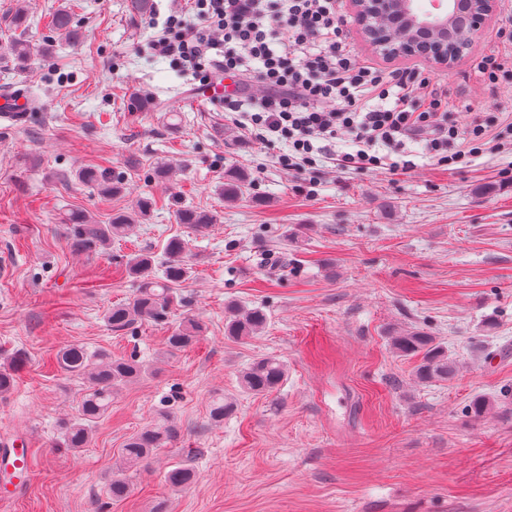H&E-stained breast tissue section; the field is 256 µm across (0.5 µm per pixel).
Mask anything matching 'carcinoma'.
<instances>
[{
  "label": "carcinoma",
  "instance_id": "cac0c4a2",
  "mask_svg": "<svg viewBox=\"0 0 512 512\" xmlns=\"http://www.w3.org/2000/svg\"><path fill=\"white\" fill-rule=\"evenodd\" d=\"M51 26L67 43L75 45L80 41L81 31L74 25L69 8L59 7L52 16ZM4 55L19 67L27 66L32 57L29 44L23 36L12 37L6 45ZM79 177L89 183H96L102 193L111 196L121 189L120 182L111 183L106 176L94 168L84 169ZM248 180L245 175L230 172L224 178V201H237L246 192ZM152 202L142 199L137 209L117 212L107 224L96 223L91 216L80 210L69 215V230L72 246L81 250L89 244H106L114 238H121L133 230L135 224L146 219L151 212ZM180 224L199 231L217 223L219 215L212 211L179 206L174 212ZM167 260L160 263L149 252L136 253L127 262L128 273L139 283L138 294L133 301L112 306L107 322L114 329H124L137 320H161L177 300L173 285L189 276L190 267L184 261L186 243L181 238L170 239L164 248ZM268 316L259 307L246 308L228 306L224 324V335L244 339L262 332ZM201 332L200 323L190 320L176 328L166 338L167 351H182L196 343ZM396 352L403 356L420 357L416 366V377L423 382L445 380L453 372L448 354L441 343L428 333L412 329L404 330L391 337ZM25 362L21 354L14 356L0 368V394L9 392L15 383L17 372ZM56 362L67 373L87 382L77 416L61 422L63 447L83 448L88 444L93 425L112 409V401L127 384L138 380L145 369L135 359H115L104 351H88L84 346L74 344L58 351ZM286 376L285 364L275 357H262L250 363L239 375L243 392L255 396L266 395L278 389ZM232 405L218 396L210 404V418L214 422L224 420V414ZM177 436V429L171 417L159 414L145 429L127 438L121 448V464L112 475L110 494L112 499L127 498L130 486L123 477L127 469L145 465L155 452L166 447ZM194 480V471L183 465H176L165 475L166 483L176 489L189 486Z\"/></svg>",
  "mask_w": 512,
  "mask_h": 512
}]
</instances>
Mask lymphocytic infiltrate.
Instances as JSON below:
<instances>
[{
    "mask_svg": "<svg viewBox=\"0 0 512 512\" xmlns=\"http://www.w3.org/2000/svg\"><path fill=\"white\" fill-rule=\"evenodd\" d=\"M195 25L169 16L153 48L178 66L238 86L226 98L262 141L287 142L282 159L303 173L314 155L349 138L344 167L377 168L378 147L403 151L409 136L429 134L438 163L482 152L493 136L477 124L459 130L448 113L447 89L419 72L387 73L361 61L342 30L343 0H190Z\"/></svg>",
    "mask_w": 512,
    "mask_h": 512,
    "instance_id": "lymphocytic-infiltrate-1",
    "label": "lymphocytic infiltrate"
}]
</instances>
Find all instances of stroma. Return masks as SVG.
<instances>
[{
	"label": "stroma",
	"instance_id": "obj_1",
	"mask_svg": "<svg viewBox=\"0 0 512 512\" xmlns=\"http://www.w3.org/2000/svg\"><path fill=\"white\" fill-rule=\"evenodd\" d=\"M129 0H33L24 36L49 60L26 70L0 62V94L38 90L42 109L0 124V364L24 354L11 392L0 394V443L27 441L32 474L0 512H512V149L437 164L423 137L408 141L405 170L340 169L317 158L299 176L280 163L288 145L256 139L223 100L189 103L198 75L155 53L154 40L183 0H154L137 16ZM69 6L83 39H52V13ZM343 33L360 57L387 71L424 68L446 85L459 128L490 126L512 142V83L482 82V57L512 55V0L472 38L453 68L394 59L366 43L354 13ZM173 172L157 176L160 164ZM94 167L121 179L102 195L77 180ZM237 168L248 195L224 201ZM154 207L126 240L74 250L67 215L109 223L113 213ZM218 212L194 231L173 202ZM187 243L192 272L163 320L123 330L105 320L131 301L130 254L163 256ZM260 306L269 321L244 340L225 336L230 303ZM202 323L190 348L165 340L186 319ZM417 327L448 349L456 372L418 382L417 361L397 354L392 333ZM80 344L133 358L147 374L127 385L86 447H59L84 379L56 353ZM274 356L287 368L264 396L242 393L238 374ZM221 394L234 409L211 421ZM490 408L474 415V400ZM177 439L127 471L130 495L109 481L128 436L158 412ZM182 462L194 482L164 481Z\"/></svg>",
	"mask_w": 512,
	"mask_h": 512
}]
</instances>
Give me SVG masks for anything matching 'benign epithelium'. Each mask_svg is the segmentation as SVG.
<instances>
[{
  "label": "benign epithelium",
  "mask_w": 512,
  "mask_h": 512,
  "mask_svg": "<svg viewBox=\"0 0 512 512\" xmlns=\"http://www.w3.org/2000/svg\"><path fill=\"white\" fill-rule=\"evenodd\" d=\"M351 5L364 37L375 47L385 45V42L377 40V23L391 13L403 20L400 30L407 35L406 44L401 50H384L386 55L419 56L449 67L470 47L472 34L481 29L495 12L497 0H469L466 8L468 27L458 38L461 46L454 47L448 55L443 54L442 49L448 40L452 0H436L432 9L425 11L418 9L417 0H351Z\"/></svg>",
  "instance_id": "benign-epithelium-1"
}]
</instances>
